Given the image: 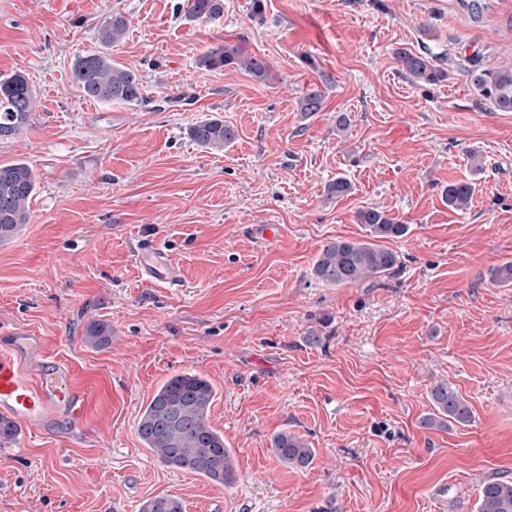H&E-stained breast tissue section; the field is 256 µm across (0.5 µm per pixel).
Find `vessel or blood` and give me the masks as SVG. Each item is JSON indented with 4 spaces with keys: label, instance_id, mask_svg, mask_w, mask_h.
Listing matches in <instances>:
<instances>
[{
    "label": "vessel or blood",
    "instance_id": "vessel-or-blood-1",
    "mask_svg": "<svg viewBox=\"0 0 512 512\" xmlns=\"http://www.w3.org/2000/svg\"><path fill=\"white\" fill-rule=\"evenodd\" d=\"M136 262L150 284L180 287V270L160 245L145 242ZM86 405V394L70 366L42 355L37 337L19 332L0 336L1 418L45 431L62 419L77 427Z\"/></svg>",
    "mask_w": 512,
    "mask_h": 512
}]
</instances>
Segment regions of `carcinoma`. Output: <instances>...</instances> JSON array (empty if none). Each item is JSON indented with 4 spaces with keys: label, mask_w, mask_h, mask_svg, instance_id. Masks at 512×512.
Wrapping results in <instances>:
<instances>
[{
    "label": "carcinoma",
    "mask_w": 512,
    "mask_h": 512,
    "mask_svg": "<svg viewBox=\"0 0 512 512\" xmlns=\"http://www.w3.org/2000/svg\"><path fill=\"white\" fill-rule=\"evenodd\" d=\"M224 11L223 0H188L186 18L190 21L211 20ZM127 20L114 15L98 28L100 50L79 54L72 65L73 82L83 96L105 103H134L143 99L137 75L112 60L110 50L124 38ZM403 70L418 82L436 84L448 78V72L432 63L422 53L407 49L396 52ZM199 65L217 69L240 65L260 80L269 78L266 59L248 53L239 44H224L204 54ZM470 81L481 95L489 99L497 112H512V66L502 69H469ZM324 93L308 91L300 100L301 111L322 109ZM37 110V97L28 78L21 72L0 76V130L10 137L23 134L31 125ZM190 136L201 147L221 150L233 142L235 131L219 118H207L190 129ZM37 188L36 175L25 162L0 166V245L16 238L22 227L30 223V202ZM475 193V185L459 181L448 185L445 201L448 208L464 211ZM357 221L371 237L369 242L335 240L326 244L317 256L313 275L331 286L364 283L384 276L400 264L399 254L382 244L404 236L408 227L377 208L362 209ZM86 343L106 347L112 343V328L103 321H92L84 329ZM215 397L211 382L194 371H183L169 377L155 391L144 409L137 434L165 465L189 472L218 485H231L236 480L232 454L224 447V434L209 422L210 407ZM431 412L421 420L428 429H449L468 425L473 412L456 388L446 381L430 390ZM278 461L292 469L308 468L314 450L301 437L282 431L272 440ZM142 512H183L181 501L169 495L147 500ZM476 512H512V478L492 477L484 480L478 491Z\"/></svg>",
    "instance_id": "cac0c4a2"
}]
</instances>
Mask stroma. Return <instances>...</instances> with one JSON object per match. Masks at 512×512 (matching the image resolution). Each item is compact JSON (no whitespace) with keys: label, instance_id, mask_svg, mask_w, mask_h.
<instances>
[{"label":"stroma","instance_id":"obj_1","mask_svg":"<svg viewBox=\"0 0 512 512\" xmlns=\"http://www.w3.org/2000/svg\"><path fill=\"white\" fill-rule=\"evenodd\" d=\"M485 2L476 20L458 0H262L258 14L224 0L192 22L187 0H0V73H24L38 102L29 129L0 140V166L38 177L31 223L0 245V330L40 337L88 395L80 436L61 424L0 439V512H141L161 494L185 512H476L483 480L512 477V284L490 278L512 261V112L467 74L512 65V0ZM114 14L128 31L112 57L138 75V103L90 101L71 77ZM227 43L264 56L273 80L199 66ZM400 48L448 80L412 81ZM314 88L325 101L307 115ZM211 117L237 130L219 151L189 135ZM339 177L349 192L328 194ZM461 180L477 186L463 212L443 199ZM367 207L407 224L388 243L400 266L319 282L324 245L367 240ZM148 240L182 287L145 281ZM92 319L111 325L109 347L84 343ZM192 370L215 389L228 487L137 436L157 387ZM442 380L471 425L421 427ZM281 431L314 448L309 468L279 463Z\"/></svg>","mask_w":512,"mask_h":512}]
</instances>
